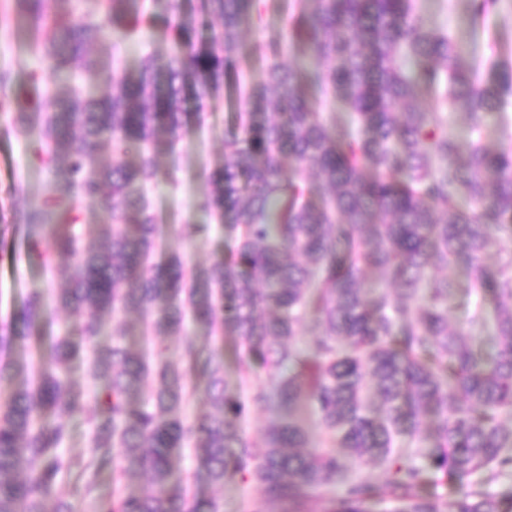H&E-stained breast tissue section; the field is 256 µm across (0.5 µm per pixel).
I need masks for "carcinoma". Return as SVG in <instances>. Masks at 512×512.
Wrapping results in <instances>:
<instances>
[{"label":"carcinoma","mask_w":512,"mask_h":512,"mask_svg":"<svg viewBox=\"0 0 512 512\" xmlns=\"http://www.w3.org/2000/svg\"><path fill=\"white\" fill-rule=\"evenodd\" d=\"M132 0H82L77 14L50 12L49 0H15L31 23V46L52 74L31 79L48 108L38 112L42 141L34 151L49 187L22 215L52 240L53 279L66 284L52 302L80 324L90 345L95 432L72 458L61 453L68 422L84 393L68 364L80 346L64 334L49 347L41 333L48 305L28 297L13 314L0 347L27 354L0 360V512H47L62 470L85 477L94 491L100 468L113 465L112 499L95 512H222L189 482L172 484L183 451L213 485L254 486L250 512H503L487 489L512 469V143L490 152L476 141L463 151L448 136V116L473 128L512 95V63L493 56L465 62L453 37L428 25L418 0H196L170 25L179 54L144 57L136 75L112 62L97 67L88 46L106 35L142 40L153 25ZM485 22L499 0H468ZM288 11V41L307 46L318 65L283 62L280 33L263 46L265 69L243 80L244 111L224 133V165L206 176L202 208L227 248L198 274L177 253L154 265L163 229L151 210L155 145L178 143L186 97L216 108L225 78L243 76L241 33L270 12ZM94 78L97 95L82 82ZM434 105L419 104L423 92ZM347 111L339 122L310 97ZM19 100L9 70L0 69V110ZM112 148L113 161L99 164ZM136 148L135 160L125 157ZM293 162L288 176L284 160ZM98 204L111 224L95 244L77 231L80 213ZM210 224H183L185 239L209 236ZM495 249V267L484 255ZM465 260L475 288L494 301L471 330L448 325V279L437 270ZM380 275L376 288L363 274ZM121 327L129 313L149 321L153 355L115 339L97 343L102 320ZM313 316L308 341L298 326ZM209 327L200 367L206 412L185 407L196 388L167 359L163 337L187 325ZM491 330L495 352L476 351L473 332ZM244 350L240 387L227 386L224 337ZM263 384L252 385L260 373ZM149 385L147 398L138 396ZM269 415L257 454L241 421L250 408ZM432 417V432L420 429ZM121 449L113 459L112 449ZM346 452L342 457L335 449ZM384 465L383 486L358 482L350 464ZM450 477L445 498L424 492L428 469ZM136 474L153 490L124 494Z\"/></svg>","instance_id":"carcinoma-1"}]
</instances>
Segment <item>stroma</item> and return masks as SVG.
<instances>
[{"label":"stroma","instance_id":"1","mask_svg":"<svg viewBox=\"0 0 512 512\" xmlns=\"http://www.w3.org/2000/svg\"><path fill=\"white\" fill-rule=\"evenodd\" d=\"M155 24L143 44L115 45L110 40L94 44L92 54L99 68L119 60L129 73H137L147 54L167 57L177 47L168 24L178 13L189 11L191 0H150ZM428 22L447 29L461 45L465 59L487 57L512 59V0H500L497 13L486 23L475 22L467 0H421ZM41 63L30 46L28 25L17 10L8 18L0 17V68L10 69L15 87L21 93H32L30 73ZM238 91L234 81L224 83V100L218 112L204 123L189 122L186 133L176 150L166 144L158 146L156 185L148 192L151 209L158 223L173 226L186 222L209 223L210 218L197 207L205 186L203 171L219 166L224 159V128L235 120ZM16 115L0 112V327L10 321V315L28 294L34 291L51 295L57 283L50 270L35 259L30 250L31 238L20 217L32 204L47 193L46 173L30 159V148L40 137L38 117H31L27 136L17 135ZM225 248L224 235L212 231L208 237L193 241L167 234L166 251L179 253L188 268L201 271L215 255ZM448 281L453 298L448 319L457 326L466 325L475 310L478 296L469 286L464 264L449 267ZM69 377L85 392L84 409L70 421V436L62 447L63 456H71L86 448L94 434L92 395L95 387L86 375L84 358L71 361ZM114 488L111 470H103L97 480L94 495H85L76 473L62 471L57 493L67 501L73 512H93L96 499H107ZM194 489L206 497L219 498L223 512H250L254 489L246 484L228 483L218 488L205 478L194 481Z\"/></svg>","mask_w":512,"mask_h":512}]
</instances>
